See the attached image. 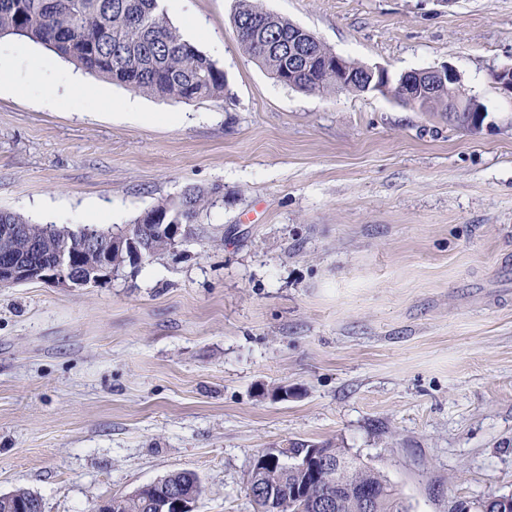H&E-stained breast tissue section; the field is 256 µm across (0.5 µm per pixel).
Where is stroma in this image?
I'll list each match as a JSON object with an SVG mask.
<instances>
[{
  "label": "stroma",
  "mask_w": 512,
  "mask_h": 512,
  "mask_svg": "<svg viewBox=\"0 0 512 512\" xmlns=\"http://www.w3.org/2000/svg\"><path fill=\"white\" fill-rule=\"evenodd\" d=\"M391 76L452 66L480 132L378 92L308 93L242 50L235 0H176L230 94L0 88V209L115 231L221 186L197 236L105 284L0 288V494L91 512L174 470L195 512H256L255 459L306 442L379 472L406 512L512 495V0H259ZM151 113L122 116L125 102ZM288 399H279L280 389Z\"/></svg>",
  "instance_id": "1"
}]
</instances>
